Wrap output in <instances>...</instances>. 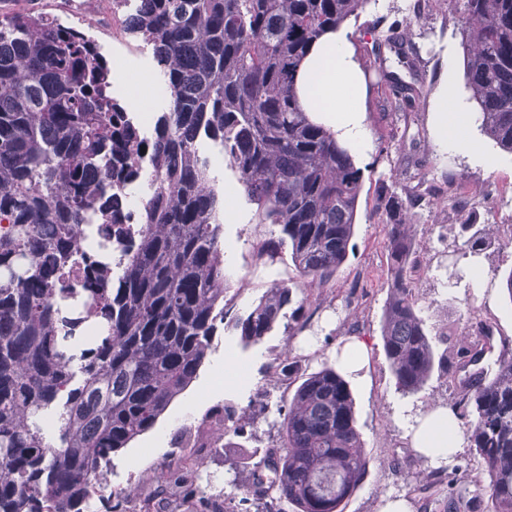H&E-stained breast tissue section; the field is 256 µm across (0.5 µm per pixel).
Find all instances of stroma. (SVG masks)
Listing matches in <instances>:
<instances>
[{"label": "stroma", "mask_w": 512, "mask_h": 512, "mask_svg": "<svg viewBox=\"0 0 512 512\" xmlns=\"http://www.w3.org/2000/svg\"><path fill=\"white\" fill-rule=\"evenodd\" d=\"M33 10L81 26L97 41L104 54H116L127 73L157 70L152 47L124 31L122 16L112 0H0V13ZM397 24L416 49L412 67L399 63L394 52L383 49L388 70L403 80L423 81L425 94L414 107L392 112L384 87L369 85L363 123L371 148L353 150L364 171L358 200L355 232L346 260L334 280L323 288L301 287L295 293L312 318L316 343L302 349L301 339L276 327L265 340L246 346L229 323L219 325L197 378L168 407L148 433L116 452L105 474L112 490L135 489V502L152 494L153 469L161 459L172 460L182 475H200L211 483L216 502L225 494L246 495L245 475L231 469L242 452L264 448L276 440L278 409L287 404L292 390L276 371L273 360L281 354L304 357L308 371L323 361L334 360L337 350L352 338L366 345V381L352 384L354 411L361 439L371 457L359 488L343 502V512H381L387 499L406 498L410 512H444L435 498L411 494L418 473L430 471L431 463L419 456L408 429L411 417L453 400V389L432 380L414 395L402 394L385 361L381 342V318L390 275L384 223L382 185H406L408 160H418L427 171L426 186L440 197L460 196L487 201L496 213V224H487L481 210L461 213L449 205H424L409 214L411 233L428 270L417 281L423 317L431 333L445 331L452 337L472 333L473 319H480L494 335L512 338V299L503 289V278L512 270V244L507 225H512V153L472 127L476 143L472 152L446 148L435 128L434 100L446 79L464 85V50L451 0H369L359 17L345 27L361 68L373 62V35L385 34ZM208 159L218 188L236 189V214L224 221V276L229 285L224 310L229 318L247 315L258 299L276 282L294 281L298 273L288 258L262 256L264 242L277 229L260 223L256 207L239 192L238 173L217 143L200 146ZM489 227L490 246L478 261L449 254L448 240L463 234V220ZM475 306L468 316L467 306ZM233 357L244 371L242 383L219 386L214 369ZM254 417L250 436L239 447L229 448L224 437V407Z\"/></svg>", "instance_id": "obj_1"}]
</instances>
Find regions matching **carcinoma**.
Wrapping results in <instances>:
<instances>
[{
    "label": "carcinoma",
    "mask_w": 512,
    "mask_h": 512,
    "mask_svg": "<svg viewBox=\"0 0 512 512\" xmlns=\"http://www.w3.org/2000/svg\"><path fill=\"white\" fill-rule=\"evenodd\" d=\"M368 0H113L125 30L152 46L170 105L145 138L131 108L112 92L108 60L83 29L27 10L0 17V512H129L126 494L98 493L112 456L152 429L196 378L224 322V196L199 153L220 143L259 223L278 235L260 255L288 254L300 278L325 285L345 261L363 172L334 134L299 104L296 72L312 43L358 16ZM465 85L480 130L512 153V0H457ZM385 42L411 65L398 27ZM379 83L395 111L422 96L384 68ZM149 171L150 193L135 231L125 188ZM391 286L382 348L398 390L422 391L432 377L458 383L450 406L466 420L482 460L492 507L512 512V352L479 376H459L482 352L465 341L437 353L415 292L420 264L407 224L418 198L383 188ZM98 224L120 249V272L85 244ZM454 247L476 258L486 229ZM81 256L82 273L73 271ZM293 286L275 283L233 328L256 345L287 318L306 330ZM296 384L279 439L235 467L254 479L256 512H342L370 464L348 381L326 361L314 372L298 357L275 359ZM230 448L250 422L224 407ZM459 468L430 471L422 493L448 473L446 512H458ZM141 512H209L212 495L170 462Z\"/></svg>",
    "instance_id": "obj_1"
}]
</instances>
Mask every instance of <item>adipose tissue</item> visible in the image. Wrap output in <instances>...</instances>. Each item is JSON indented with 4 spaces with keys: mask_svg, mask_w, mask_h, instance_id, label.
Listing matches in <instances>:
<instances>
[{
    "mask_svg": "<svg viewBox=\"0 0 512 512\" xmlns=\"http://www.w3.org/2000/svg\"><path fill=\"white\" fill-rule=\"evenodd\" d=\"M296 86L305 112L331 117L338 141L367 148L369 137L361 118L365 107L359 65L345 29L329 31L314 43L300 65ZM458 95L455 82L447 81L433 105L437 132L453 150L473 146L467 129L474 117L458 109ZM413 440L417 452L437 465L447 462L460 449L455 421L444 408L419 418Z\"/></svg>",
    "mask_w": 512,
    "mask_h": 512,
    "instance_id": "1",
    "label": "adipose tissue"
}]
</instances>
